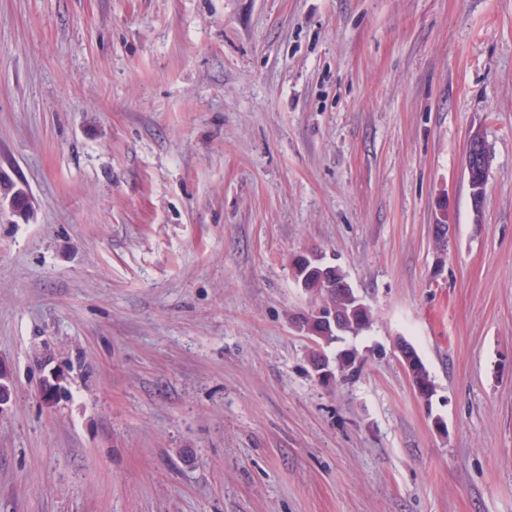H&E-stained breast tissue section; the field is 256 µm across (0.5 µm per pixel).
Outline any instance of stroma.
I'll return each instance as SVG.
<instances>
[{
    "mask_svg": "<svg viewBox=\"0 0 512 512\" xmlns=\"http://www.w3.org/2000/svg\"><path fill=\"white\" fill-rule=\"evenodd\" d=\"M0 370V512H512V0H0ZM466 155L470 156V164L466 159V172L469 164L475 171L477 178H479V181L471 185V188L474 190L476 202L480 205L484 199L483 178L481 177L484 176L485 169L490 164V149L484 139L474 136L469 140ZM317 269L319 274L307 275L306 268L297 262L295 266L293 265L296 280H304L307 292L315 300L317 307L333 308L341 316V319L337 318L336 312L333 310L317 309L316 316L321 318L325 324L332 323L324 326L315 321L312 313L308 314L304 319L303 329L313 339L314 344L318 347L331 346L343 340L344 336H350V333H346L344 336L336 335V328L340 325V321L348 329L347 331H355L357 333L355 336L369 330L374 321L371 309L363 302L361 309L356 311L353 291L346 293L341 288H337V284L342 282V287L353 290L348 288L350 286L348 283L343 282L346 281L344 272L339 267L329 265L318 266ZM411 351L413 355L417 358L420 368H418L414 373V358L410 354H405L402 348L397 347L398 352V360L406 371V373L411 377L413 375V387H417L418 389L423 390H434V383L431 379L430 373L427 370L424 362L421 357L417 353L415 347L410 343Z\"/></svg>",
    "mask_w": 512,
    "mask_h": 512,
    "instance_id": "35a3bbf8",
    "label": "stroma"
}]
</instances>
